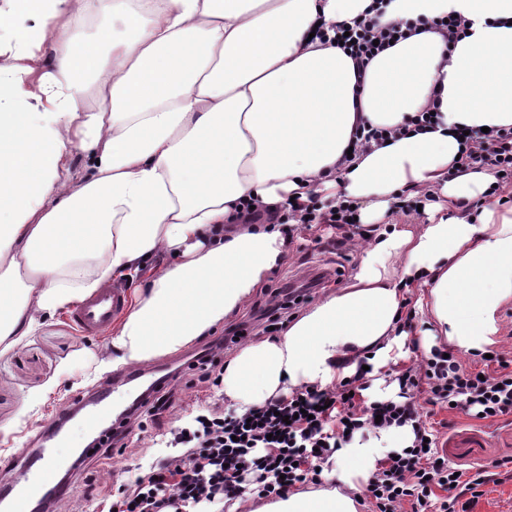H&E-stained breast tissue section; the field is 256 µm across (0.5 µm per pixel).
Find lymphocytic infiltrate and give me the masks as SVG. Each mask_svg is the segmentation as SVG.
I'll list each match as a JSON object with an SVG mask.
<instances>
[{
    "label": "lymphocytic infiltrate",
    "mask_w": 512,
    "mask_h": 512,
    "mask_svg": "<svg viewBox=\"0 0 512 512\" xmlns=\"http://www.w3.org/2000/svg\"><path fill=\"white\" fill-rule=\"evenodd\" d=\"M465 29V19L452 17L387 25L364 19L337 24L332 31L361 76L394 37L433 32L451 45ZM438 109L432 99L408 125L359 127L353 149L362 152L422 131L434 124ZM464 144L458 165L448 169L449 178L478 168L495 174L498 190L512 188V126L469 133ZM355 214L351 200L310 192L278 205L255 201L242 206L237 220L279 227L291 243L302 231L325 229L327 237H315V244L338 254L366 232ZM395 379L399 391L389 399L365 398L366 372L360 369L338 385H304L243 412L203 406L189 423L170 430L181 453L153 461L108 512H224L225 503L238 499H283L304 486L320 485L321 463L356 435L391 427L409 428L412 439L408 449L377 459L364 491L372 512H467L465 498L479 497L480 487L498 477L486 467L470 474L456 472L439 453L417 397L424 392L429 405H452L477 420H498L512 414V361L496 350L469 370L456 355L436 346L418 366L398 369Z\"/></svg>",
    "instance_id": "1"
}]
</instances>
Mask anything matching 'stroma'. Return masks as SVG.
I'll use <instances>...</instances> for the list:
<instances>
[{"label": "stroma", "instance_id": "1", "mask_svg": "<svg viewBox=\"0 0 512 512\" xmlns=\"http://www.w3.org/2000/svg\"><path fill=\"white\" fill-rule=\"evenodd\" d=\"M111 352L110 337L79 335L60 313L0 356V457L11 454L27 429L50 415L70 394L96 384L98 367ZM39 392L46 395L43 404L30 405L27 395ZM217 399L215 388L186 373L177 382L173 413L187 418L198 406ZM428 419L440 453L459 468L512 460V415L490 422L436 407ZM166 453L151 428L130 437L126 447L114 448L111 459L90 461L85 474L95 479L99 492L115 493Z\"/></svg>", "mask_w": 512, "mask_h": 512}]
</instances>
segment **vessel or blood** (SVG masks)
<instances>
[{"mask_svg": "<svg viewBox=\"0 0 512 512\" xmlns=\"http://www.w3.org/2000/svg\"><path fill=\"white\" fill-rule=\"evenodd\" d=\"M130 300V290L124 283L108 279L78 301L66 319L80 335L105 336L128 309ZM137 377V372L130 369L103 376L94 388L70 396L38 423L19 448L0 460V512H39L44 495L58 499L73 496L75 486L53 481L52 474L62 466L73 472L81 471L91 453L83 447L75 449L71 456L60 455L69 422L79 414L86 426L105 431L115 408L130 397L129 385Z\"/></svg>", "mask_w": 512, "mask_h": 512, "instance_id": "b4317fda", "label": "vessel or blood"}]
</instances>
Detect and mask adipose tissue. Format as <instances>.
<instances>
[{"instance_id": "adipose-tissue-1", "label": "adipose tissue", "mask_w": 512, "mask_h": 512, "mask_svg": "<svg viewBox=\"0 0 512 512\" xmlns=\"http://www.w3.org/2000/svg\"><path fill=\"white\" fill-rule=\"evenodd\" d=\"M373 0H0V145L20 142L0 202V344L32 335L43 318L101 281L158 257L119 322L115 364L180 351L240 308L282 264L287 243L267 224L224 232L239 203L305 194L315 182L360 205L374 232L353 281L273 340L244 346L224 368L226 401L243 411L300 385L322 387L365 361L386 367L402 333L404 284L428 290L433 335L462 355L496 345L512 301V206L495 179H449L461 147L452 130L512 126V0H390L378 21L471 23L445 46L426 32L400 40L357 79L352 59L318 26L361 20ZM92 20L133 23L108 38L105 62L71 37ZM51 64H44L45 53ZM160 72L164 88L144 78ZM441 89L431 131L342 157L357 123L404 124ZM102 104L92 107L91 96ZM94 150L76 192L61 172L74 149ZM437 186L481 198L472 220L412 230L380 219L402 190ZM83 234L72 239L70 225ZM328 486L296 491L258 512H357L372 449H341Z\"/></svg>"}]
</instances>
